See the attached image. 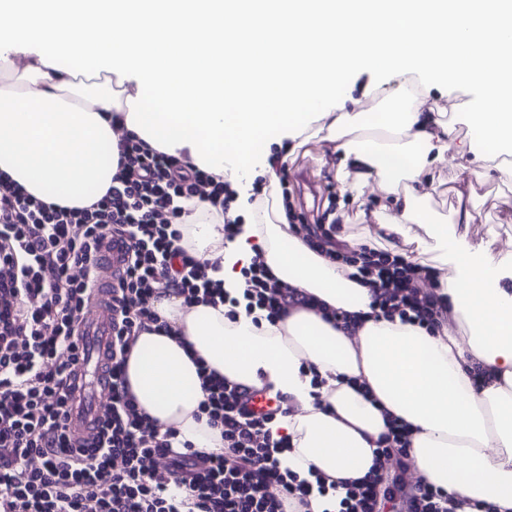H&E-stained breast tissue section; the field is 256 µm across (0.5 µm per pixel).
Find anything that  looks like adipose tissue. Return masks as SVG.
I'll use <instances>...</instances> for the list:
<instances>
[{
    "label": "adipose tissue",
    "instance_id": "ef3b65f1",
    "mask_svg": "<svg viewBox=\"0 0 512 512\" xmlns=\"http://www.w3.org/2000/svg\"><path fill=\"white\" fill-rule=\"evenodd\" d=\"M279 0H0V173L46 203L86 207L102 197L129 139L240 185L273 173L270 135L316 127L344 154L336 179L362 194L393 195L361 247L416 255L440 248L452 265L436 283L448 309L438 330L374 318L373 290L351 267L310 248L269 187L235 240L208 201L184 200L183 247L217 265L229 291L261 254L271 277L315 298L287 306L277 323L244 309L187 303L157 289L153 311L167 331L135 336L125 377L139 412L174 448L210 452L223 442L197 419L203 371L247 388L268 387L284 412L282 466L316 473L333 495L303 512H332L347 484L363 481L392 422L406 426L417 479L453 497L456 512L495 505L512 512V264L465 245L473 182L512 178V0H330L326 11ZM88 61L84 73L64 58ZM430 73L477 90L469 131L401 87L377 124L391 141L365 137L367 113L337 98L357 70ZM454 152L467 171L449 217L429 210L433 166ZM260 252H253V245ZM346 314L350 325L334 317Z\"/></svg>",
    "mask_w": 512,
    "mask_h": 512
}]
</instances>
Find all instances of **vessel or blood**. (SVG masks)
Returning <instances> with one entry per match:
<instances>
[{"instance_id": "b4317fda", "label": "vessel or blood", "mask_w": 512, "mask_h": 512, "mask_svg": "<svg viewBox=\"0 0 512 512\" xmlns=\"http://www.w3.org/2000/svg\"><path fill=\"white\" fill-rule=\"evenodd\" d=\"M104 264L100 270L102 290L95 293L80 324V333L87 347L85 376L71 395L69 429L75 437L91 433L98 415L104 410L107 397L103 365L112 343L113 313L106 284L119 276L127 260L126 248L120 240L105 241L102 246Z\"/></svg>"}]
</instances>
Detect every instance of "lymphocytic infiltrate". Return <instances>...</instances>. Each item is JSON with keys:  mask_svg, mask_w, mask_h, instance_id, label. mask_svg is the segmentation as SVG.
<instances>
[{"mask_svg": "<svg viewBox=\"0 0 512 512\" xmlns=\"http://www.w3.org/2000/svg\"><path fill=\"white\" fill-rule=\"evenodd\" d=\"M122 167L106 194L77 209L48 205L0 184V512H295L306 506L312 484L281 469L274 434L277 411L258 413L239 385L204 375L199 409L219 428L222 448L174 449L173 432L139 414L125 385V362L147 324L167 330L144 297L173 288L187 300H224L208 266L177 240L182 200L210 186L212 204L229 209L236 195L214 177L180 169L164 152L125 142ZM126 238L130 258L115 296L111 402L97 435L72 438L68 379L86 359L77 323L97 274L103 241ZM371 279L375 305L388 317L432 325L447 311L441 296L424 290L426 267L368 250L354 254ZM247 299L269 320L279 318L286 296L268 279L261 261L245 273ZM401 434L380 449L364 484L349 488L340 512H378L377 489Z\"/></svg>", "mask_w": 512, "mask_h": 512, "instance_id": "obj_1", "label": "lymphocytic infiltrate"}]
</instances>
